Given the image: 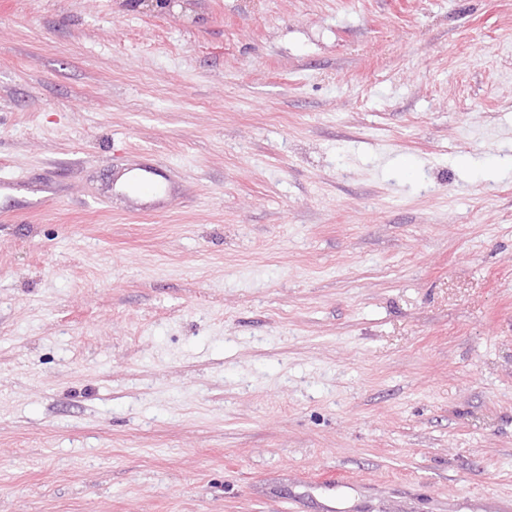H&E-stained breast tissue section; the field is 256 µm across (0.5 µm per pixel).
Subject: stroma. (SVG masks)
I'll return each instance as SVG.
<instances>
[{"label": "stroma", "instance_id": "1", "mask_svg": "<svg viewBox=\"0 0 512 512\" xmlns=\"http://www.w3.org/2000/svg\"><path fill=\"white\" fill-rule=\"evenodd\" d=\"M2 180L0 512H512V0H0Z\"/></svg>", "mask_w": 512, "mask_h": 512}]
</instances>
